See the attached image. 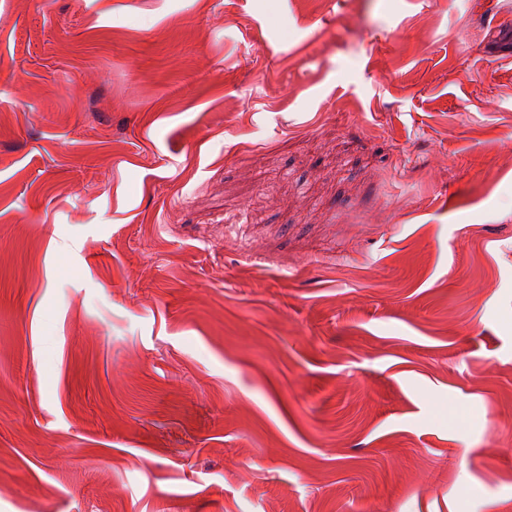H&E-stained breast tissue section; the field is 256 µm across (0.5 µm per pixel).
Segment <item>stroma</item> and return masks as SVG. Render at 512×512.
Returning <instances> with one entry per match:
<instances>
[{"mask_svg": "<svg viewBox=\"0 0 512 512\" xmlns=\"http://www.w3.org/2000/svg\"><path fill=\"white\" fill-rule=\"evenodd\" d=\"M512 512V0H0V512Z\"/></svg>", "mask_w": 512, "mask_h": 512, "instance_id": "obj_1", "label": "stroma"}]
</instances>
